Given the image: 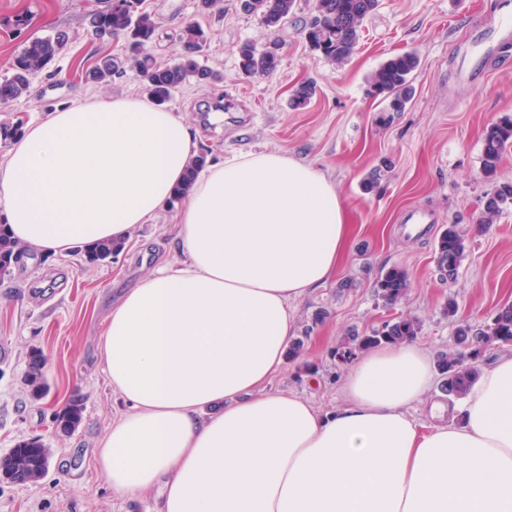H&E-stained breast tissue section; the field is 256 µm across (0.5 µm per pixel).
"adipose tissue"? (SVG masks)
Here are the masks:
<instances>
[{"instance_id": "adipose-tissue-1", "label": "adipose tissue", "mask_w": 512, "mask_h": 512, "mask_svg": "<svg viewBox=\"0 0 512 512\" xmlns=\"http://www.w3.org/2000/svg\"><path fill=\"white\" fill-rule=\"evenodd\" d=\"M198 154L181 113L105 96L31 123L0 156V222L62 255L153 221ZM179 267L114 305L100 349L131 409L97 468L156 512H512V352L453 407L433 402L434 355L378 346L320 412L267 389L295 335L293 301L326 283L350 226L336 186L277 150L209 164L176 214ZM429 403L440 422L419 424Z\"/></svg>"}]
</instances>
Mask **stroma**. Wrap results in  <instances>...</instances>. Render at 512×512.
<instances>
[{
    "instance_id": "1",
    "label": "stroma",
    "mask_w": 512,
    "mask_h": 512,
    "mask_svg": "<svg viewBox=\"0 0 512 512\" xmlns=\"http://www.w3.org/2000/svg\"><path fill=\"white\" fill-rule=\"evenodd\" d=\"M98 0H0V76L31 37L66 33L69 41L31 79L27 95L0 105V122L43 119L47 112L99 96L140 94L135 70L108 84L84 74L106 55L124 53L123 40L99 41L87 15ZM198 0H144L160 29L152 47L171 62L181 27L195 21L209 40L203 60L219 80L175 91L168 109L184 113L208 158L278 150L331 179L343 202L350 236L330 281L295 302L297 358L271 380L274 390L310 400L321 411L340 406L346 362L336 346L349 329L371 332L411 315L422 323L417 340L433 354L447 351L459 325L486 328L497 310L512 304V203L495 223L479 220L486 196L512 182V148L496 177L481 170L485 127L512 117V53L498 43L480 49L478 37L502 20L512 0H380L361 27L360 44L344 64L314 51L302 27L315 0H297L295 15L277 32L244 11L239 0L199 13ZM280 43V62L268 76L244 78L238 48ZM417 52L420 66L404 111L382 113L368 93L372 75L389 58ZM314 92L305 106L291 99L303 84ZM378 183H371V176ZM179 202H168L152 223L137 225L112 260L87 263L83 250L64 255L28 254L0 276V456L22 439L39 436L50 450L42 480L0 482V512H155L159 489L128 502L117 498L96 467L99 442L128 405L104 371L100 341L112 306L156 266L181 261L174 249ZM409 209L434 220L422 236L401 231ZM459 225L466 256L454 281L442 280L434 245L440 231ZM391 267L405 270L404 300L387 306L375 282ZM454 312H447V302ZM48 358L42 399L32 400L24 378L31 349ZM75 395L85 399L74 433L59 435L55 410Z\"/></svg>"
}]
</instances>
